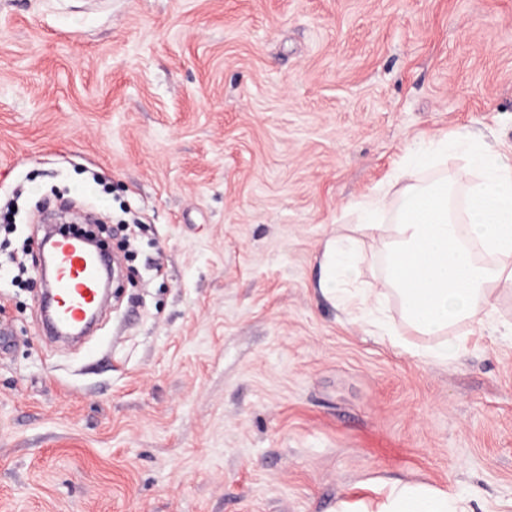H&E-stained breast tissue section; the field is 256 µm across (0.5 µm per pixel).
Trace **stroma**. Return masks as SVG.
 <instances>
[{
    "label": "stroma",
    "instance_id": "stroma-1",
    "mask_svg": "<svg viewBox=\"0 0 512 512\" xmlns=\"http://www.w3.org/2000/svg\"><path fill=\"white\" fill-rule=\"evenodd\" d=\"M512 145V0H0V512H331L384 481L512 512V293L448 365L352 320L323 247L431 138ZM98 178L136 246L85 343L42 333L46 211Z\"/></svg>",
    "mask_w": 512,
    "mask_h": 512
}]
</instances>
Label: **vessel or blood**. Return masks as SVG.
<instances>
[{"label": "vessel or blood", "mask_w": 512, "mask_h": 512, "mask_svg": "<svg viewBox=\"0 0 512 512\" xmlns=\"http://www.w3.org/2000/svg\"><path fill=\"white\" fill-rule=\"evenodd\" d=\"M51 243L54 279L42 304L44 327L53 336H77L85 331L87 312L102 304L99 272L110 262L102 252L88 255L70 236L52 238Z\"/></svg>", "instance_id": "1"}]
</instances>
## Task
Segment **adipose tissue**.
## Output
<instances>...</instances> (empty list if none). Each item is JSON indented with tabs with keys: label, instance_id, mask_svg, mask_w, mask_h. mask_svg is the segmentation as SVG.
Instances as JSON below:
<instances>
[{
	"label": "adipose tissue",
	"instance_id": "obj_1",
	"mask_svg": "<svg viewBox=\"0 0 512 512\" xmlns=\"http://www.w3.org/2000/svg\"><path fill=\"white\" fill-rule=\"evenodd\" d=\"M458 150L481 171L466 186L448 174L415 178L407 163L392 176L398 190L379 189L354 205L366 230L383 236L382 271L403 323L414 334L437 340L418 353L430 364L455 361L464 344L450 329L481 324L495 289L512 288V155L465 128L430 146L435 159ZM362 259L353 239L329 240L325 288L369 322L382 313L384 302L372 289L351 286ZM474 500L471 494L395 481L377 505L363 503L352 511L342 504L336 512H475Z\"/></svg>",
	"mask_w": 512,
	"mask_h": 512
}]
</instances>
